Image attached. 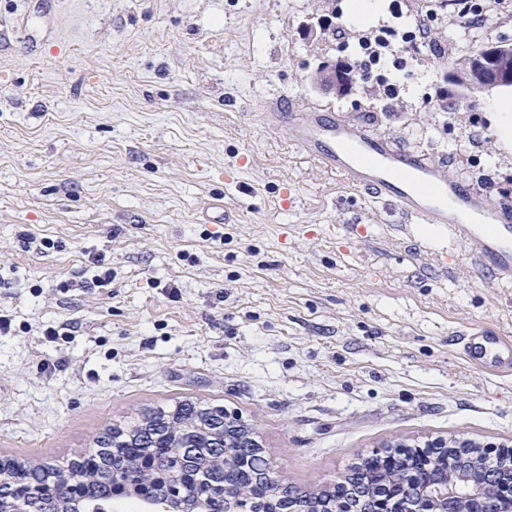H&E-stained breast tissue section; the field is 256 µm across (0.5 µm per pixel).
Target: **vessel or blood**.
<instances>
[{
    "label": "vessel or blood",
    "mask_w": 512,
    "mask_h": 512,
    "mask_svg": "<svg viewBox=\"0 0 512 512\" xmlns=\"http://www.w3.org/2000/svg\"><path fill=\"white\" fill-rule=\"evenodd\" d=\"M268 124L353 189L393 203L407 221L444 226L470 249L483 275L512 281V198L493 199L450 178L446 162L400 147L392 138L332 112L289 104L267 113ZM466 360L485 373L512 374V335L498 330L462 341Z\"/></svg>",
    "instance_id": "b4317fda"
}]
</instances>
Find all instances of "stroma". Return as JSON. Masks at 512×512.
Segmentation results:
<instances>
[{
    "label": "stroma",
    "instance_id": "35a3bbf8",
    "mask_svg": "<svg viewBox=\"0 0 512 512\" xmlns=\"http://www.w3.org/2000/svg\"><path fill=\"white\" fill-rule=\"evenodd\" d=\"M377 2L357 22L348 0H0V456L63 468L185 398L242 415L306 492L388 444L512 446V376L456 345L512 332V284L478 276L447 230L398 231L393 206L262 119L284 101L332 111L512 196L490 108L512 91L473 102L447 80L486 37L512 41V7L479 31L443 6L432 53L389 76L399 101L373 75L344 96L314 86L346 54L318 19L401 31L424 0L398 17ZM216 198L232 223H204ZM94 252L112 282L76 288Z\"/></svg>",
    "mask_w": 512,
    "mask_h": 512
}]
</instances>
